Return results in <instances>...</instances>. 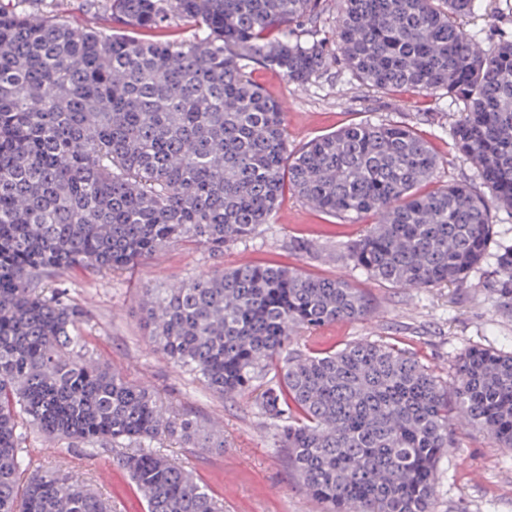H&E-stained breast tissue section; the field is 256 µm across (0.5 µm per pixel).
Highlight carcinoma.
Segmentation results:
<instances>
[{"mask_svg": "<svg viewBox=\"0 0 512 512\" xmlns=\"http://www.w3.org/2000/svg\"><path fill=\"white\" fill-rule=\"evenodd\" d=\"M100 2L123 31L0 0V512H111L60 472L18 486L22 416L51 438L132 449L118 462L147 512H223L153 449L197 423L167 418L154 393L82 353L85 314L60 274L122 273L184 240L222 252L271 223L289 190L329 216L375 218L347 247L373 279L463 281L487 254L492 209L512 211V39L486 49L463 27L477 0H343L334 49L302 38L323 0ZM176 19L197 36L160 38ZM335 63L380 90L447 94L461 107L454 146L491 198L464 184L417 193L438 157L405 125H347L288 155L283 106L248 68L305 85ZM496 264L493 292L512 308V244ZM145 308L155 350L221 397L274 372L256 402L326 512H435L457 423L512 450V353L466 350L450 385L387 343L287 352L305 329L370 313L344 279L216 267L147 290Z\"/></svg>", "mask_w": 512, "mask_h": 512, "instance_id": "1", "label": "carcinoma"}]
</instances>
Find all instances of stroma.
I'll use <instances>...</instances> for the list:
<instances>
[{
	"label": "stroma",
	"mask_w": 512,
	"mask_h": 512,
	"mask_svg": "<svg viewBox=\"0 0 512 512\" xmlns=\"http://www.w3.org/2000/svg\"><path fill=\"white\" fill-rule=\"evenodd\" d=\"M28 8L66 16L81 30L112 27L111 15L92 0H29ZM464 26L483 30L489 48L500 36H512V11L506 10L505 0H483L479 17L466 19ZM251 76L283 103L289 150L350 123H397L427 141L439 160L434 178L419 185L418 193L451 183L482 187L476 165L453 146L459 111L446 95L378 90L359 83L339 66L304 87L263 66H253ZM493 221L490 257L462 282L395 288L373 280L347 257V245L363 234L369 218L329 217L287 191L271 223L226 247L223 254L185 242L166 247L121 274L74 270L64 274L59 285L86 314L88 357L112 366L130 383L153 389L168 414H184L196 421L200 437H223V447L201 448L174 435L162 441L161 452L191 470L223 504L224 512H322L294 478L272 420L252 398L221 399L195 374L173 366L154 350L143 322L145 289L188 282L219 265L277 264L341 278L370 296V315L312 330L299 342V352L383 340L406 349L446 377L455 357L466 349L512 351V313L498 309L490 292L497 277L492 254L499 245L512 243V213L495 211ZM302 239L312 241L311 251L295 249V242ZM455 438V448L437 466L436 512H512V450L464 427L456 429ZM22 448L31 469L69 473L107 499L112 512H146L128 473L116 462L120 449L89 451L32 429L27 430Z\"/></svg>",
	"instance_id": "obj_1"
}]
</instances>
